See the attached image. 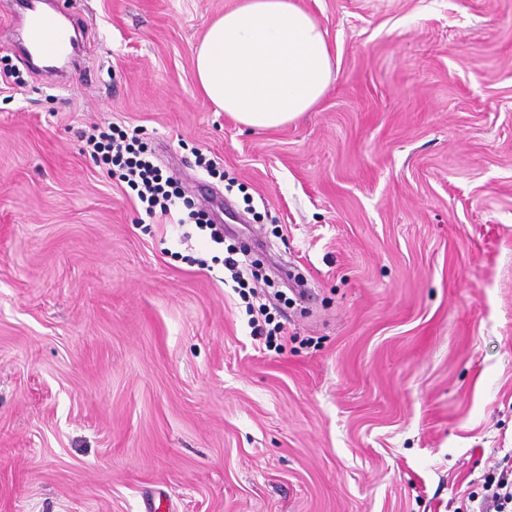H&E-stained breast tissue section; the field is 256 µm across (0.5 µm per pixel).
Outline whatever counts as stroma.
<instances>
[{
    "label": "stroma",
    "mask_w": 512,
    "mask_h": 512,
    "mask_svg": "<svg viewBox=\"0 0 512 512\" xmlns=\"http://www.w3.org/2000/svg\"><path fill=\"white\" fill-rule=\"evenodd\" d=\"M303 2L336 80L252 130L195 83L236 0H49L61 82L0 0V512H460L512 453V0ZM102 122L223 243L142 223Z\"/></svg>",
    "instance_id": "stroma-1"
}]
</instances>
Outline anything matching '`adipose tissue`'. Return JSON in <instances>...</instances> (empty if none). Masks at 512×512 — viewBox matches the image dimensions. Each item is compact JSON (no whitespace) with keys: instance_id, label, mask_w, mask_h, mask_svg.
<instances>
[{"instance_id":"1","label":"adipose tissue","mask_w":512,"mask_h":512,"mask_svg":"<svg viewBox=\"0 0 512 512\" xmlns=\"http://www.w3.org/2000/svg\"><path fill=\"white\" fill-rule=\"evenodd\" d=\"M194 67L202 98L254 130L310 111L336 78L331 47L301 0H238L209 23Z\"/></svg>"}]
</instances>
